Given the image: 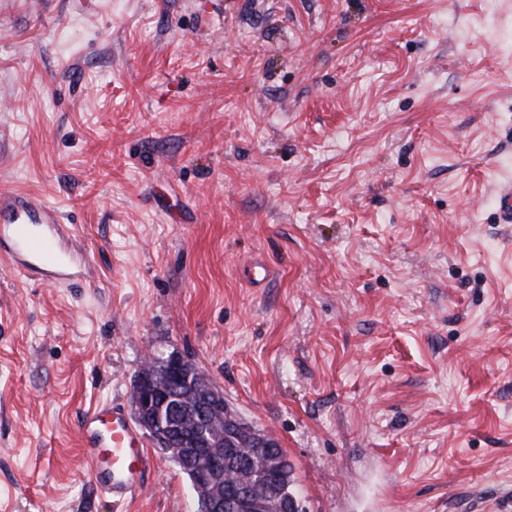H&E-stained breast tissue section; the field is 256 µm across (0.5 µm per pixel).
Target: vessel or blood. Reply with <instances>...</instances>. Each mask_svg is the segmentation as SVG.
Wrapping results in <instances>:
<instances>
[{"label": "vessel or blood", "mask_w": 512, "mask_h": 512, "mask_svg": "<svg viewBox=\"0 0 512 512\" xmlns=\"http://www.w3.org/2000/svg\"><path fill=\"white\" fill-rule=\"evenodd\" d=\"M57 211L33 198L0 194V251L12 255L18 270L53 282L74 276V254L61 247ZM81 451L102 492L119 503L140 490L154 466L145 440L119 403L96 404L82 415Z\"/></svg>", "instance_id": "1"}]
</instances>
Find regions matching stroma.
Instances as JSON below:
<instances>
[{
  "mask_svg": "<svg viewBox=\"0 0 512 512\" xmlns=\"http://www.w3.org/2000/svg\"><path fill=\"white\" fill-rule=\"evenodd\" d=\"M511 186L512 0H0V192L83 258L0 256V512H196L159 450L121 505L79 450L149 352L304 512H512Z\"/></svg>",
  "mask_w": 512,
  "mask_h": 512,
  "instance_id": "stroma-1",
  "label": "stroma"
}]
</instances>
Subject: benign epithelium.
Wrapping results in <instances>:
<instances>
[{
  "label": "benign epithelium",
  "instance_id": "obj_1",
  "mask_svg": "<svg viewBox=\"0 0 512 512\" xmlns=\"http://www.w3.org/2000/svg\"><path fill=\"white\" fill-rule=\"evenodd\" d=\"M191 375V364L177 354L166 359L149 358L133 384L136 417L155 446L178 459L191 472L193 487L205 504V512H224L229 506L248 508L252 502V486L243 484L231 495H224V485L232 481L233 476L224 469L223 440L224 434L234 431L235 422L224 419L220 400L198 409L190 448L175 445L180 428L165 427L159 421V412L166 406L174 415L181 413L185 395L177 392L174 381Z\"/></svg>",
  "mask_w": 512,
  "mask_h": 512
}]
</instances>
